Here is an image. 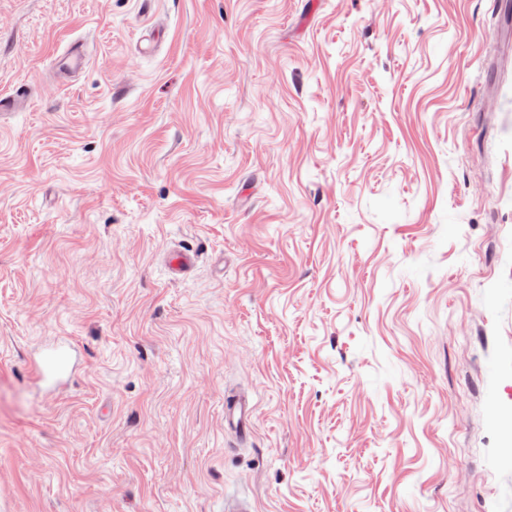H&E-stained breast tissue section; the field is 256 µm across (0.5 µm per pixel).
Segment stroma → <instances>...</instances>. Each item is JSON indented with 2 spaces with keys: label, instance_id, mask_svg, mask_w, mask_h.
<instances>
[{
  "label": "stroma",
  "instance_id": "stroma-1",
  "mask_svg": "<svg viewBox=\"0 0 512 512\" xmlns=\"http://www.w3.org/2000/svg\"><path fill=\"white\" fill-rule=\"evenodd\" d=\"M21 84L0 512H512V0H0ZM89 55L82 44L71 42L55 58V69L64 77L80 73L88 64ZM45 348L39 360L30 361L31 372L38 382L45 381L51 369L55 373H63L71 367L74 346L70 341L55 339L47 343ZM252 414L253 406L246 397L231 395L224 398V422L236 432H248Z\"/></svg>",
  "mask_w": 512,
  "mask_h": 512
}]
</instances>
